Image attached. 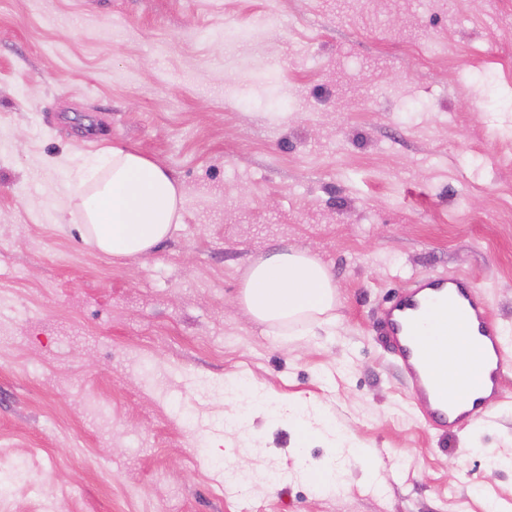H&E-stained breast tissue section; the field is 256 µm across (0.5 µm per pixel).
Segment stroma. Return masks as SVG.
<instances>
[{"label": "stroma", "instance_id": "stroma-1", "mask_svg": "<svg viewBox=\"0 0 512 512\" xmlns=\"http://www.w3.org/2000/svg\"><path fill=\"white\" fill-rule=\"evenodd\" d=\"M113 146L182 193L144 257L70 189ZM287 248L337 285L301 334L237 303ZM436 274L512 337V0H0V512H512V398L433 430L380 334ZM241 374L350 448L268 426Z\"/></svg>", "mask_w": 512, "mask_h": 512}]
</instances>
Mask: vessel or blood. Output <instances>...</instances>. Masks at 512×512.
Wrapping results in <instances>:
<instances>
[{
  "label": "vessel or blood",
  "mask_w": 512,
  "mask_h": 512,
  "mask_svg": "<svg viewBox=\"0 0 512 512\" xmlns=\"http://www.w3.org/2000/svg\"><path fill=\"white\" fill-rule=\"evenodd\" d=\"M433 313L439 328L454 326L471 337L476 358L471 372L460 377L455 393L448 378L430 365L433 344L418 326L422 312ZM385 344L395 355L411 394L421 403L426 424L441 431H457L488 420L505 400L504 338L487 306L467 279L431 276L413 281L388 307L381 326Z\"/></svg>",
  "instance_id": "b4317fda"
}]
</instances>
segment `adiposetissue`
<instances>
[{
	"mask_svg": "<svg viewBox=\"0 0 512 512\" xmlns=\"http://www.w3.org/2000/svg\"><path fill=\"white\" fill-rule=\"evenodd\" d=\"M72 192L85 210L89 239L114 256L148 255L181 219L177 184L127 148L113 147L95 182H75ZM240 302L256 322L298 332L335 309L336 282L310 251L287 249L248 269Z\"/></svg>",
	"mask_w": 512,
	"mask_h": 512,
	"instance_id": "1",
	"label": "adipose tissue"
}]
</instances>
